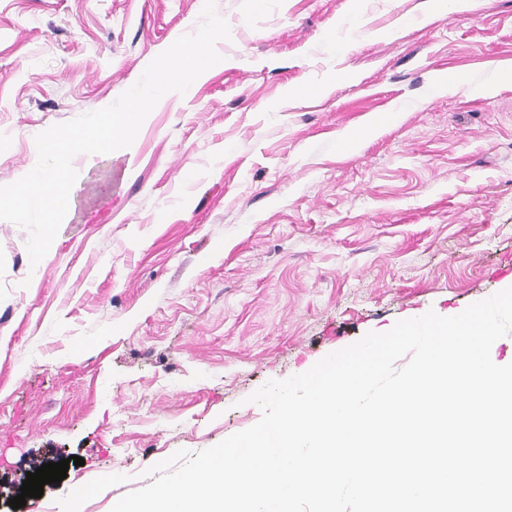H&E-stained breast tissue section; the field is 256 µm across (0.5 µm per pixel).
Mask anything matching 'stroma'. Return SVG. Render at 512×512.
Masks as SVG:
<instances>
[{
    "mask_svg": "<svg viewBox=\"0 0 512 512\" xmlns=\"http://www.w3.org/2000/svg\"><path fill=\"white\" fill-rule=\"evenodd\" d=\"M204 0H0V186L113 103ZM220 63L77 158L31 265L0 219V512H111L257 424L249 397L366 333L512 285V0H215ZM465 74L468 87L440 91Z\"/></svg>",
    "mask_w": 512,
    "mask_h": 512,
    "instance_id": "1",
    "label": "stroma"
}]
</instances>
